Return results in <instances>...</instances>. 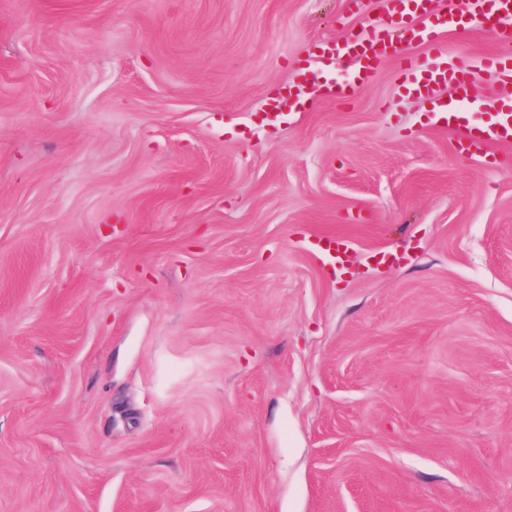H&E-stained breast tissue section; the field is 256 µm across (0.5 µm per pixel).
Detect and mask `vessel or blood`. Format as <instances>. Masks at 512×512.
<instances>
[{
  "mask_svg": "<svg viewBox=\"0 0 512 512\" xmlns=\"http://www.w3.org/2000/svg\"><path fill=\"white\" fill-rule=\"evenodd\" d=\"M512 0H389L386 17L370 22L360 36L337 42H322L315 58L318 66L333 69L344 63L353 66L352 82L337 87L332 96L346 102L382 61L398 65L407 94L431 99L436 124L448 128L464 149L480 153L494 145L512 144ZM497 30L501 51L474 63L463 52L445 58L436 66L406 51L407 43L435 44L442 33L451 31L462 19ZM489 73L498 78L493 120L474 122L440 94L448 86L466 87L476 74Z\"/></svg>",
  "mask_w": 512,
  "mask_h": 512,
  "instance_id": "b4317fda",
  "label": "vessel or blood"
}]
</instances>
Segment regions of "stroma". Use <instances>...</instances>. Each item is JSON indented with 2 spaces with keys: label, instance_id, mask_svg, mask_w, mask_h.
Here are the masks:
<instances>
[{
  "label": "stroma",
  "instance_id": "obj_1",
  "mask_svg": "<svg viewBox=\"0 0 512 512\" xmlns=\"http://www.w3.org/2000/svg\"><path fill=\"white\" fill-rule=\"evenodd\" d=\"M384 16L0 0V512H512V145L391 63L266 115Z\"/></svg>",
  "mask_w": 512,
  "mask_h": 512
}]
</instances>
